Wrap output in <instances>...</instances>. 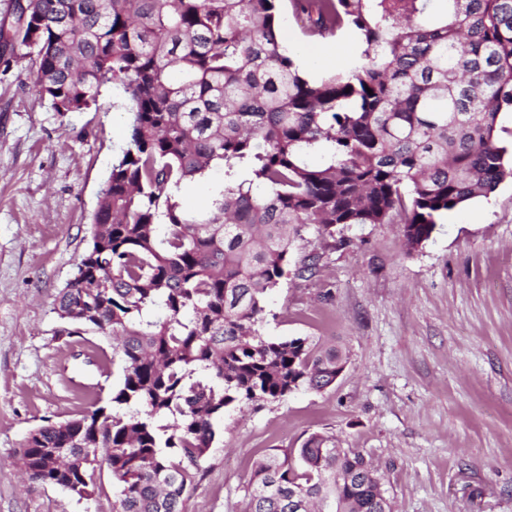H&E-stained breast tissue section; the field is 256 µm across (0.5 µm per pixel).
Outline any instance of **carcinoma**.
Segmentation results:
<instances>
[{"mask_svg":"<svg viewBox=\"0 0 512 512\" xmlns=\"http://www.w3.org/2000/svg\"><path fill=\"white\" fill-rule=\"evenodd\" d=\"M309 36L355 35L342 73L310 76L279 39L280 0H29L0 42L35 56L52 109L103 88L130 101L129 142L100 192L92 247L59 316L112 336L124 363L110 407L34 428L14 466L91 498L98 454L114 512H185L191 473L230 406L336 381L346 357L310 337L264 336L269 294L307 224H402L408 250L443 216L512 178L497 139L512 110V0H291ZM324 161H309L312 152ZM224 186L185 211L181 184ZM55 449L73 461L63 467ZM374 472L312 433L256 462L250 512H391ZM224 184V172L213 168L204 176L186 181L178 192V200L189 211L205 210L210 206L215 186Z\"/></svg>","mask_w":512,"mask_h":512,"instance_id":"1","label":"carcinoma"}]
</instances>
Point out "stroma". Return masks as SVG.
Segmentation results:
<instances>
[{
    "instance_id": "stroma-1",
    "label": "stroma",
    "mask_w": 512,
    "mask_h": 512,
    "mask_svg": "<svg viewBox=\"0 0 512 512\" xmlns=\"http://www.w3.org/2000/svg\"><path fill=\"white\" fill-rule=\"evenodd\" d=\"M32 55L0 61V512H113L106 462L82 499L26 481L14 461L44 419L107 405L124 364L110 337L74 331L55 299L91 245L100 190L128 140L122 89L59 114ZM269 296L265 336L335 342L332 386L226 409L191 471L185 512H246L255 461L335 436L380 469L393 512H512V180L449 212L423 248L398 224L308 226Z\"/></svg>"
}]
</instances>
